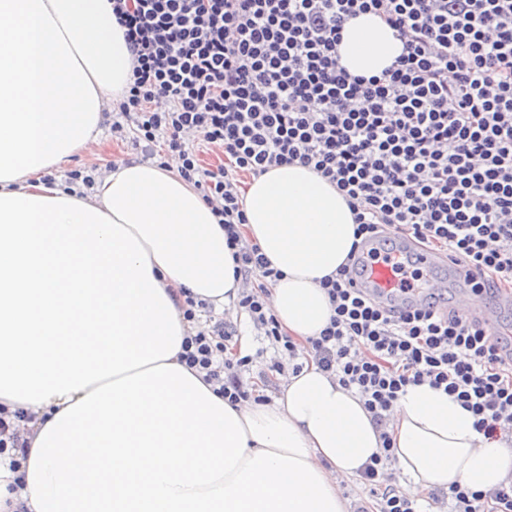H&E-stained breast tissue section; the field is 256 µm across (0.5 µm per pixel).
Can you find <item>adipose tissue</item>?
<instances>
[{"mask_svg":"<svg viewBox=\"0 0 512 512\" xmlns=\"http://www.w3.org/2000/svg\"><path fill=\"white\" fill-rule=\"evenodd\" d=\"M402 51L372 14L339 46L367 78ZM130 71L110 0H0V405L29 415L18 472L0 462V512H347L337 479L381 452L355 391L309 360L271 402L235 407L180 361L183 291L220 312L241 284L194 187L122 161L82 194L43 180L98 135ZM246 217L282 273L277 318L308 350L331 316L319 281L355 241L350 208L290 165L252 179ZM473 422L444 391L407 387L388 428L406 496L512 477V448Z\"/></svg>","mask_w":512,"mask_h":512,"instance_id":"1","label":"adipose tissue"}]
</instances>
